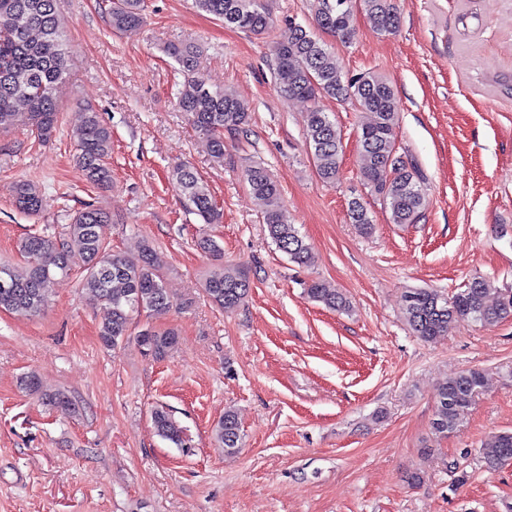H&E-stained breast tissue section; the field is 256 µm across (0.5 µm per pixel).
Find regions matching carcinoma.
Returning a JSON list of instances; mask_svg holds the SVG:
<instances>
[{
  "mask_svg": "<svg viewBox=\"0 0 512 512\" xmlns=\"http://www.w3.org/2000/svg\"><path fill=\"white\" fill-rule=\"evenodd\" d=\"M314 18L324 31L344 42L355 34L354 10L346 0H311ZM194 6L224 22V25L254 35L278 32L272 41L276 66V91L285 99L302 98L313 103L308 112L307 138L317 174L333 181L339 174L341 136L321 101L333 99L350 103L369 115L359 135L363 159L362 176L371 192L389 212L393 224H414L427 206L423 176L399 153L395 126L397 99L388 80L374 72L350 76L334 51L313 32L290 20L276 27L264 0H193ZM361 10L380 35L395 33L401 22L397 0H359ZM112 29L134 32L145 23L144 0H111L108 11ZM164 53L178 66L184 81L178 84L177 99L195 133L209 143L211 156L224 162V133L245 130L250 113L242 101L210 85L195 70L199 47L191 42L169 43ZM70 54L66 47L58 0H0V129L23 122L41 142L51 140L61 120L59 87L66 82ZM23 104L26 111L16 108ZM73 137L76 160L88 183L96 189L112 186V129L99 112L88 106ZM185 207L203 224H219L224 213L213 198L207 182L190 165L173 168ZM246 181L258 203L269 237L288 260L306 266L312 247L295 225L283 215L280 189L269 171L248 163ZM14 202L27 214L41 209L39 187L22 181L14 187ZM349 217L370 233L374 224L366 204L359 198L349 202ZM109 214L93 204L77 212L59 236L29 234L22 238L18 252L21 268L0 262V311L34 316L50 304L56 280L69 274L74 256L83 263L80 287L88 301L105 308L109 318L99 326L102 345L115 349L133 338L142 353L161 359L176 345L178 332H162L144 326L131 331L134 318L165 312L173 300L165 288L166 265L159 253L144 244L138 256L128 257L109 248L106 228ZM250 281L239 267L221 264L204 281L203 296L216 308L232 311L244 303ZM308 298L334 311H346V296L319 280L305 287ZM497 294L495 305L487 304ZM405 319L413 333L425 341L444 336L459 320L470 318L494 324L512 317V288H495L490 280L474 277L465 288L448 297L429 288H409L402 295ZM484 388V375L476 369L463 370L439 384L432 428L446 436L455 432ZM49 405L66 414L74 410L63 392L45 397ZM157 435L178 448L187 446L183 427L163 406L151 411ZM214 439L224 453L234 455L242 448L241 427L236 413L224 412L214 425ZM487 469L496 471L512 464V432H500L487 443Z\"/></svg>",
  "mask_w": 512,
  "mask_h": 512,
  "instance_id": "cac0c4a2",
  "label": "carcinoma"
}]
</instances>
